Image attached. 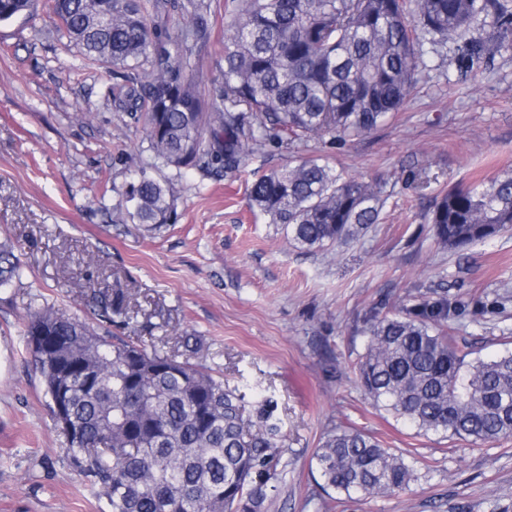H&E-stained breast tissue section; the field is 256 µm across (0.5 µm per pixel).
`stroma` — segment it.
<instances>
[{
    "label": "stroma",
    "instance_id": "35a3bbf8",
    "mask_svg": "<svg viewBox=\"0 0 512 512\" xmlns=\"http://www.w3.org/2000/svg\"><path fill=\"white\" fill-rule=\"evenodd\" d=\"M211 26L193 53L210 80L224 68L223 11ZM425 61L376 130L342 146L310 141V155L345 176L379 182L384 205L353 241L304 253L246 192L254 173L287 163L283 147L235 177L185 173L167 228L120 215L144 129L116 110L111 69L61 38L47 11L0 23V241L25 270L0 289V512H99L45 406L23 317L48 305L95 323L90 292L117 284L147 345L171 353L179 336H195L197 364L277 399L286 440L267 512H512V439L416 433L372 406L353 369L370 315L410 293L447 295L459 310L451 334L478 357L512 338V231L448 253L430 224L440 193L512 172V51L474 73L451 42ZM335 428L378 436L414 481L373 498L324 489L314 454Z\"/></svg>",
    "mask_w": 512,
    "mask_h": 512
}]
</instances>
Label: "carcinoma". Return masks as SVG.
Here are the masks:
<instances>
[{
	"label": "carcinoma",
	"mask_w": 512,
	"mask_h": 512,
	"mask_svg": "<svg viewBox=\"0 0 512 512\" xmlns=\"http://www.w3.org/2000/svg\"><path fill=\"white\" fill-rule=\"evenodd\" d=\"M47 9L61 36L93 63L124 69L112 86L117 111L145 137L124 191L126 215L152 230L172 224L175 181L187 170L233 176L265 148L375 130L418 81L424 44L460 43L469 71L489 43L512 49V0H226L222 81L201 90L193 48L208 41L211 3L177 4L178 33L164 41L140 0H0V22ZM170 169V177L153 170ZM255 207L314 252L380 223L382 188L347 178L320 158L296 156L247 184ZM438 249L456 251L512 231V173L461 184L435 202ZM23 269L0 245V288ZM100 320L129 325L126 293L92 291ZM445 295L418 296L374 314L357 381L379 409L417 433L472 443L512 438V351L471 362L448 334ZM26 350L66 453L109 512H264L278 480L284 435L270 396H250L177 355L147 350L137 333L98 334L52 307L30 312ZM314 459L325 487L385 496L413 480L412 467L374 435L332 429Z\"/></svg>",
	"instance_id": "carcinoma-1"
}]
</instances>
